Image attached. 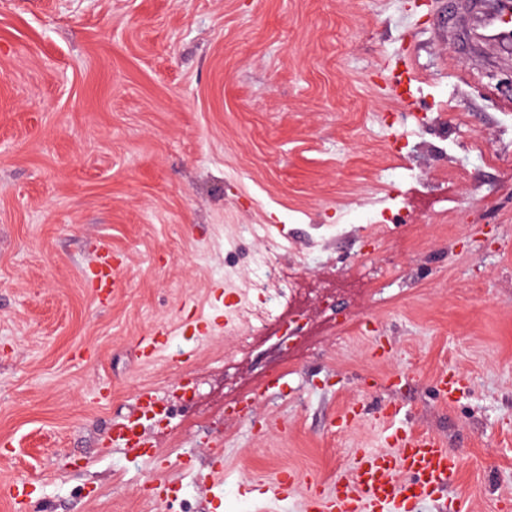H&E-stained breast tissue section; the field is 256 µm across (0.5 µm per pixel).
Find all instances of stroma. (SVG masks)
<instances>
[{"label":"stroma","mask_w":512,"mask_h":512,"mask_svg":"<svg viewBox=\"0 0 512 512\" xmlns=\"http://www.w3.org/2000/svg\"><path fill=\"white\" fill-rule=\"evenodd\" d=\"M459 6L0 0V512L20 483L55 512H303L279 472L332 490L396 428L462 457L415 512H512V86L487 77L512 63L462 50ZM237 224L312 263L303 331L228 360ZM366 252L382 276L348 282ZM144 388L168 407L150 456L107 438Z\"/></svg>","instance_id":"35a3bbf8"}]
</instances>
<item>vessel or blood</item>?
Segmentation results:
<instances>
[{"mask_svg": "<svg viewBox=\"0 0 512 512\" xmlns=\"http://www.w3.org/2000/svg\"><path fill=\"white\" fill-rule=\"evenodd\" d=\"M473 33L485 41L512 48V0H493L479 13ZM460 466L453 449L429 433L397 432L389 448L356 452L349 474L331 492L301 485L288 470L277 478L276 494L306 489L307 512H414L416 506L448 487Z\"/></svg>", "mask_w": 512, "mask_h": 512, "instance_id": "obj_1", "label": "vessel or blood"}]
</instances>
